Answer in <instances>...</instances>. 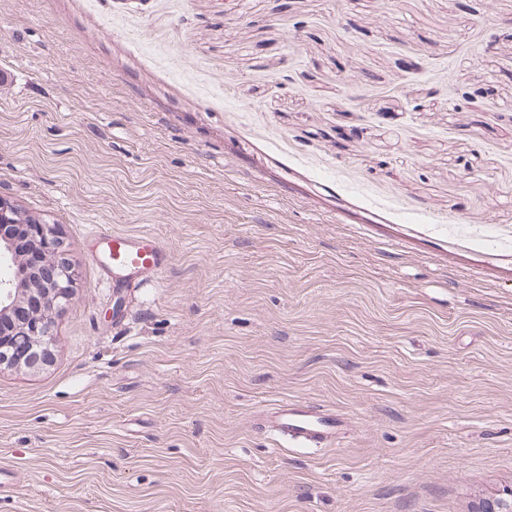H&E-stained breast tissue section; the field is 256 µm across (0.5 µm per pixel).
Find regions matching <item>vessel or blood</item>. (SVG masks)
<instances>
[{
	"instance_id": "vessel-or-blood-1",
	"label": "vessel or blood",
	"mask_w": 512,
	"mask_h": 512,
	"mask_svg": "<svg viewBox=\"0 0 512 512\" xmlns=\"http://www.w3.org/2000/svg\"><path fill=\"white\" fill-rule=\"evenodd\" d=\"M99 243L113 280L124 281L131 288L142 287L156 279L169 260L160 241L147 232L137 235L115 233L100 237ZM263 427L280 440L325 447L335 442L341 420L326 410L282 401L265 414Z\"/></svg>"
}]
</instances>
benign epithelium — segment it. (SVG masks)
Returning <instances> with one entry per match:
<instances>
[{
  "label": "benign epithelium",
  "instance_id": "7a95c632",
  "mask_svg": "<svg viewBox=\"0 0 512 512\" xmlns=\"http://www.w3.org/2000/svg\"><path fill=\"white\" fill-rule=\"evenodd\" d=\"M60 249L55 225L0 195V366L31 369L50 362L53 312L70 297L74 280ZM476 512H512V489Z\"/></svg>",
  "mask_w": 512,
  "mask_h": 512
}]
</instances>
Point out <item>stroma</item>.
Wrapping results in <instances>:
<instances>
[{
  "label": "stroma",
  "instance_id": "obj_1",
  "mask_svg": "<svg viewBox=\"0 0 512 512\" xmlns=\"http://www.w3.org/2000/svg\"><path fill=\"white\" fill-rule=\"evenodd\" d=\"M512 0H0V193L76 276L0 369V512H474L512 487ZM154 234L117 290L94 226ZM279 400L341 415L276 452Z\"/></svg>",
  "mask_w": 512,
  "mask_h": 512
}]
</instances>
